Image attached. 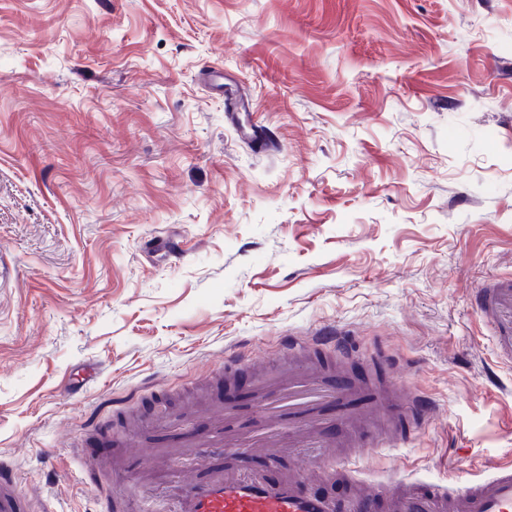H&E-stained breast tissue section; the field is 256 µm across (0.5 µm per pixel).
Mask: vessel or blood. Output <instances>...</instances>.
<instances>
[{"instance_id": "vessel-or-blood-1", "label": "vessel or blood", "mask_w": 512, "mask_h": 512, "mask_svg": "<svg viewBox=\"0 0 512 512\" xmlns=\"http://www.w3.org/2000/svg\"><path fill=\"white\" fill-rule=\"evenodd\" d=\"M329 350L348 356L352 348L342 337L321 333L302 341L285 338L280 344L281 358L276 369H267L265 361L251 352L240 351L225 357L224 370L241 365L256 369L262 391L256 408L288 424L287 433L273 429L265 432L237 429L225 431L224 409L212 407V428L202 434L186 424H172L170 434L180 457L189 468L180 470L179 480L170 487L172 512H339L325 498L305 494L299 488V474L288 472L275 480L253 476L232 466L231 460L248 452L262 453L275 463L296 448H326L325 420L319 412L322 403L336 402L338 417L348 434L346 445L362 447L378 432L373 423L379 418L399 420L406 416L430 414L428 396L410 387L398 390L396 401H388L378 390L371 391L364 406L354 408L346 401L343 384L325 383L319 366L298 367L297 359L315 351ZM137 458L142 473L160 476L161 458L157 449L128 443L110 464L111 477L125 475L129 458ZM229 458L230 464L217 468L216 460ZM330 473L338 481L352 485L354 492L348 512H370L380 504L382 512H512V464H498L471 484L448 488L423 489L410 477L396 480H364L357 468L339 466L324 470L318 463L305 465L303 474L314 477ZM0 512H54L49 498L29 500L25 496L20 472L11 464L0 465Z\"/></svg>"}]
</instances>
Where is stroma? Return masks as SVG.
<instances>
[{
  "instance_id": "35a3bbf8",
  "label": "stroma",
  "mask_w": 512,
  "mask_h": 512,
  "mask_svg": "<svg viewBox=\"0 0 512 512\" xmlns=\"http://www.w3.org/2000/svg\"><path fill=\"white\" fill-rule=\"evenodd\" d=\"M220 64L269 145L201 80ZM512 283V0H0V456L96 512L72 444L332 328L434 400L366 479L512 462V367L480 288ZM60 467L58 485L46 482Z\"/></svg>"
}]
</instances>
